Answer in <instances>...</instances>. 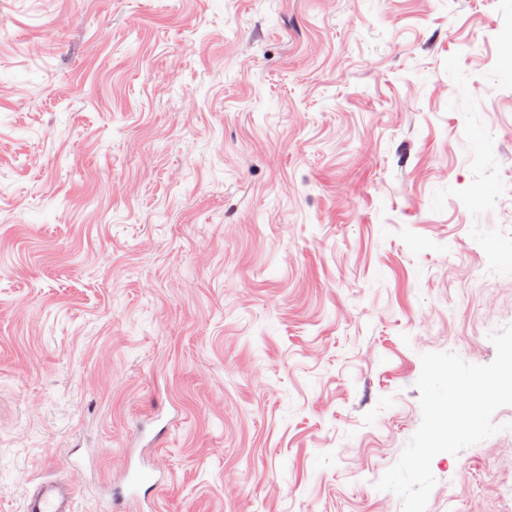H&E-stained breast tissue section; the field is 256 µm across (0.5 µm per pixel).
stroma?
<instances>
[{
  "mask_svg": "<svg viewBox=\"0 0 512 512\" xmlns=\"http://www.w3.org/2000/svg\"><path fill=\"white\" fill-rule=\"evenodd\" d=\"M508 324L512 0H0V512H403ZM493 421L426 512H512ZM74 497L71 486L57 480L46 481L27 498L25 512H75Z\"/></svg>",
  "mask_w": 512,
  "mask_h": 512,
  "instance_id": "stroma-1",
  "label": "stroma"
}]
</instances>
